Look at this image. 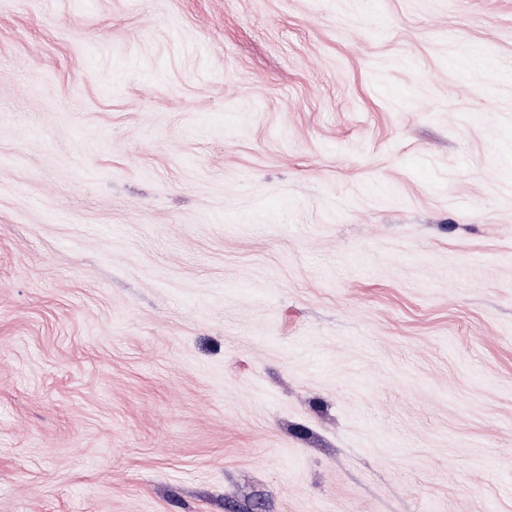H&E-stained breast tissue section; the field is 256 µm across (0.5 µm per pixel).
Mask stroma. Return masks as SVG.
Returning a JSON list of instances; mask_svg holds the SVG:
<instances>
[{
    "instance_id": "1",
    "label": "stroma",
    "mask_w": 512,
    "mask_h": 512,
    "mask_svg": "<svg viewBox=\"0 0 512 512\" xmlns=\"http://www.w3.org/2000/svg\"><path fill=\"white\" fill-rule=\"evenodd\" d=\"M0 512H512V0H0Z\"/></svg>"
}]
</instances>
